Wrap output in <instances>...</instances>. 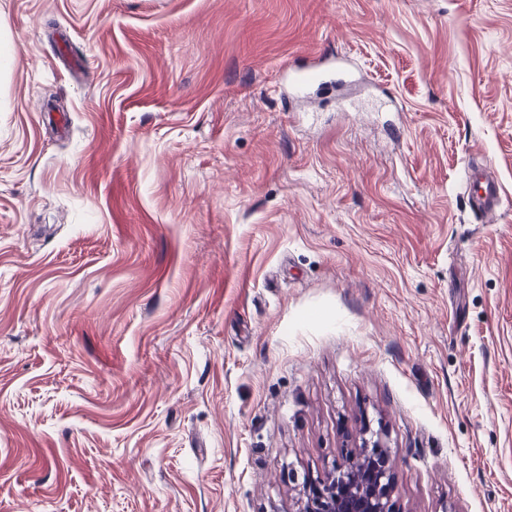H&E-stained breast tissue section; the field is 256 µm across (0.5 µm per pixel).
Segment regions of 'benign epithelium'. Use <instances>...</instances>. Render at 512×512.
<instances>
[{
    "mask_svg": "<svg viewBox=\"0 0 512 512\" xmlns=\"http://www.w3.org/2000/svg\"><path fill=\"white\" fill-rule=\"evenodd\" d=\"M388 454L381 440L346 464H336L325 481L308 486L305 512H390Z\"/></svg>",
    "mask_w": 512,
    "mask_h": 512,
    "instance_id": "benign-epithelium-1",
    "label": "benign epithelium"
}]
</instances>
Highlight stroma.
Returning a JSON list of instances; mask_svg holds the SVG:
<instances>
[{"label": "stroma", "instance_id": "stroma-1", "mask_svg": "<svg viewBox=\"0 0 512 512\" xmlns=\"http://www.w3.org/2000/svg\"><path fill=\"white\" fill-rule=\"evenodd\" d=\"M0 30V512H304L368 433L393 512H512V0ZM469 179L473 189L469 196L471 210L483 216L496 210L500 202L499 188L489 174L483 169L471 170Z\"/></svg>", "mask_w": 512, "mask_h": 512}]
</instances>
